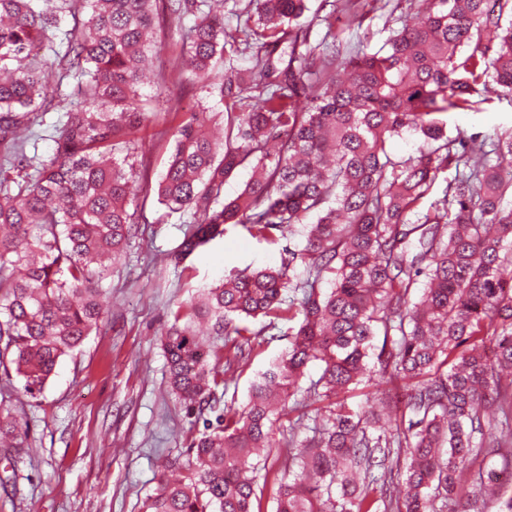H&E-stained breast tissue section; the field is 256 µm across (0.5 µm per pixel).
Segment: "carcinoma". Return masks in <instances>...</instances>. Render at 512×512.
Masks as SVG:
<instances>
[{"label":"carcinoma","instance_id":"cac0c4a2","mask_svg":"<svg viewBox=\"0 0 512 512\" xmlns=\"http://www.w3.org/2000/svg\"><path fill=\"white\" fill-rule=\"evenodd\" d=\"M34 2L0 0V361L10 356L23 393L40 395L105 319L98 284L139 223L141 62L156 48L159 9L191 14L192 74L220 98L224 139L210 138L204 111L178 127L156 189L159 205L192 218L173 261L224 237L226 224L300 240L279 266L198 289L193 310L224 344L201 338L192 318L163 333L170 387L203 431L161 461L146 512H262L257 477L274 431L308 398L333 408L310 424L304 413L288 420L283 448L296 452L284 462L297 471L273 512H471L466 462L493 453L512 467V175L496 162L512 155V130L450 134L447 115L512 98V0L350 3L385 17L372 53L350 48L342 28L311 45L307 14L330 0ZM411 9L424 20L407 24ZM48 65L59 71L52 88ZM66 98L52 153L27 154ZM395 137L420 146L393 155ZM245 168L251 180L224 198ZM294 319L244 408H216L251 337ZM312 363L320 374L304 387ZM366 379L374 397L354 409L345 396ZM27 439L0 400V460L15 462ZM179 466L187 474L174 482L166 471ZM469 494L512 512V481L479 477Z\"/></svg>","mask_w":512,"mask_h":512}]
</instances>
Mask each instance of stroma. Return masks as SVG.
I'll list each match as a JSON object with an SVG mask.
<instances>
[{"mask_svg":"<svg viewBox=\"0 0 512 512\" xmlns=\"http://www.w3.org/2000/svg\"><path fill=\"white\" fill-rule=\"evenodd\" d=\"M192 24L189 18L167 19L156 26L158 50L150 54L149 66L168 100L156 101L155 86L139 90L150 116L135 136V168L149 192L147 222L102 283L112 309L108 323L60 361L38 398L25 396L19 379L0 370V392L12 396L29 432L27 456L0 487V512H143L156 486L158 458L177 455L192 435L191 417L168 388L161 333L176 316L187 314L203 285L249 266H276L288 257L286 238L266 242L238 225L180 264L164 261L180 252L189 218L166 214L152 190L188 111L221 109L189 79L185 34ZM448 125L471 132L512 130V102L449 113ZM280 328L281 336L254 349L237 380L218 388L219 408L247 403L254 374L288 347V322Z\"/></svg>","mask_w":512,"mask_h":512,"instance_id":"1","label":"stroma"}]
</instances>
